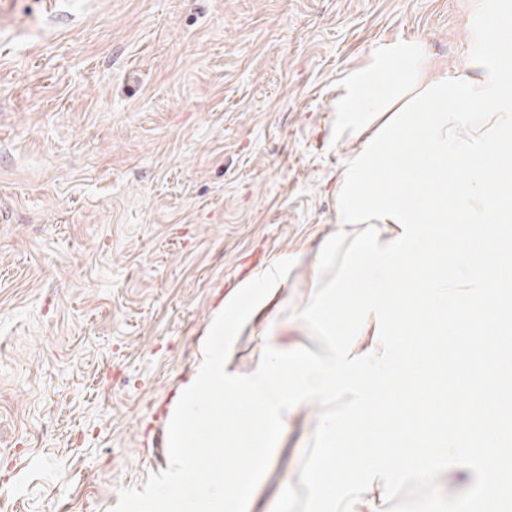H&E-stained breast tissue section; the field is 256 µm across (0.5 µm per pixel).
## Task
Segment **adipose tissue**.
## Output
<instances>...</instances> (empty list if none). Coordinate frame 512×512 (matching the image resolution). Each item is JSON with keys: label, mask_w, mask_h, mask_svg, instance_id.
<instances>
[{"label": "adipose tissue", "mask_w": 512, "mask_h": 512, "mask_svg": "<svg viewBox=\"0 0 512 512\" xmlns=\"http://www.w3.org/2000/svg\"><path fill=\"white\" fill-rule=\"evenodd\" d=\"M469 39L451 73L401 38L342 73L333 134L360 146L337 175L336 228L295 316L320 348L305 353L257 322L283 296L287 263L225 294L169 407L174 469L157 512H258L280 438L311 402L326 412L288 475V512H450L446 472L457 490L512 512V415L492 424L445 400L449 367L466 375L512 353H448L488 312L512 313V289L482 257L512 237V169L486 163L512 158V0H479ZM451 256L461 262L447 273ZM245 336L257 357L243 371ZM383 389L392 400L377 401Z\"/></svg>", "instance_id": "adipose-tissue-1"}]
</instances>
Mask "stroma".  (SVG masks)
<instances>
[{
	"label": "stroma",
	"instance_id": "35a3bbf8",
	"mask_svg": "<svg viewBox=\"0 0 512 512\" xmlns=\"http://www.w3.org/2000/svg\"><path fill=\"white\" fill-rule=\"evenodd\" d=\"M475 0H11L0 10V512H136L230 288L288 261L283 342L336 225V81ZM321 416L303 407L262 501Z\"/></svg>",
	"mask_w": 512,
	"mask_h": 512
}]
</instances>
